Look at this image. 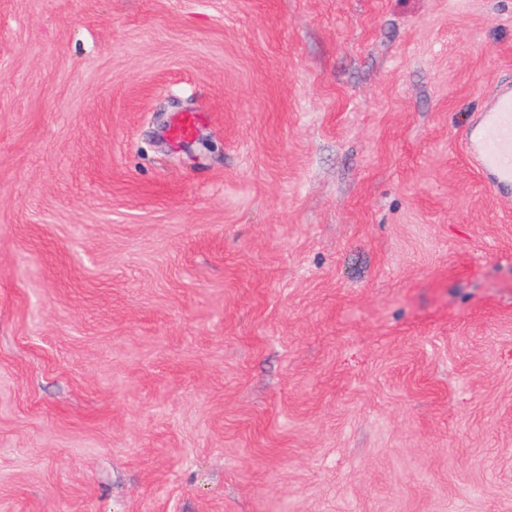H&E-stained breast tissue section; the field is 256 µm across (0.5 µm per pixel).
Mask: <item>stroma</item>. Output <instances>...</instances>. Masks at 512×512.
Here are the masks:
<instances>
[{"label":"stroma","instance_id":"1","mask_svg":"<svg viewBox=\"0 0 512 512\" xmlns=\"http://www.w3.org/2000/svg\"><path fill=\"white\" fill-rule=\"evenodd\" d=\"M501 83L512 0H0V512H512ZM463 148L489 188L512 197V84L498 85L472 114ZM197 121L198 115L195 112L180 113L169 129L170 137L173 140H188L194 133Z\"/></svg>","mask_w":512,"mask_h":512}]
</instances>
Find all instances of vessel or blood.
<instances>
[{
	"mask_svg": "<svg viewBox=\"0 0 512 512\" xmlns=\"http://www.w3.org/2000/svg\"><path fill=\"white\" fill-rule=\"evenodd\" d=\"M197 121L196 113H180L169 129L171 138H191ZM463 148L489 188L496 195L512 197V84L498 85L472 114Z\"/></svg>",
	"mask_w": 512,
	"mask_h": 512,
	"instance_id": "obj_1",
	"label": "vessel or blood"
}]
</instances>
